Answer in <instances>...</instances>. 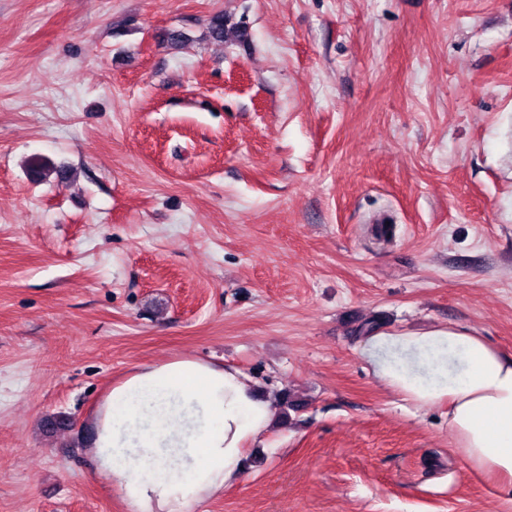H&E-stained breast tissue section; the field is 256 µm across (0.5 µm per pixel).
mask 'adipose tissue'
I'll return each mask as SVG.
<instances>
[{
    "instance_id": "ef3b65f1",
    "label": "adipose tissue",
    "mask_w": 512,
    "mask_h": 512,
    "mask_svg": "<svg viewBox=\"0 0 512 512\" xmlns=\"http://www.w3.org/2000/svg\"><path fill=\"white\" fill-rule=\"evenodd\" d=\"M362 353L407 399L447 400L461 458L512 497V356L454 324L380 333ZM275 416L273 401L235 367L143 364L108 395L92 456L132 512H194L243 477L247 446Z\"/></svg>"
}]
</instances>
